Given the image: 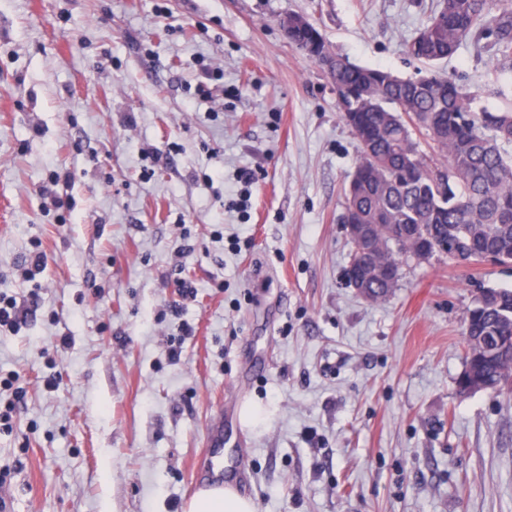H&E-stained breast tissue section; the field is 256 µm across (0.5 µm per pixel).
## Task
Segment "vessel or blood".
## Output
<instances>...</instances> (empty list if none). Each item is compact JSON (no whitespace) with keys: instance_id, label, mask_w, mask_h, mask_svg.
<instances>
[{"instance_id":"vessel-or-blood-1","label":"vessel or blood","mask_w":512,"mask_h":512,"mask_svg":"<svg viewBox=\"0 0 512 512\" xmlns=\"http://www.w3.org/2000/svg\"><path fill=\"white\" fill-rule=\"evenodd\" d=\"M239 442L233 435L230 412L220 413L207 429L206 459L194 477L203 485L223 484L227 471L233 470L240 455Z\"/></svg>"}]
</instances>
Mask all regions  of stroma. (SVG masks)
<instances>
[{"label":"stroma","mask_w":512,"mask_h":512,"mask_svg":"<svg viewBox=\"0 0 512 512\" xmlns=\"http://www.w3.org/2000/svg\"><path fill=\"white\" fill-rule=\"evenodd\" d=\"M438 6L0 0L11 512H183L237 399L260 416L238 461L256 512H512V391L456 392L462 317L512 268L410 258L385 301L349 286L358 142L281 27L302 14L351 62L419 78L407 45ZM439 69L512 103V68L471 43Z\"/></svg>","instance_id":"obj_1"}]
</instances>
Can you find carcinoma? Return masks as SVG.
I'll use <instances>...</instances> for the list:
<instances>
[{"mask_svg": "<svg viewBox=\"0 0 512 512\" xmlns=\"http://www.w3.org/2000/svg\"><path fill=\"white\" fill-rule=\"evenodd\" d=\"M288 41L317 62L339 95L342 120L360 149L357 177L345 189V212L371 225L373 264L401 268L422 245L459 265L492 253L512 264V109L476 107V98L439 71L404 79L361 67L333 52L308 21ZM465 41L512 65V0H441L409 53L434 68ZM425 136L434 156L420 150ZM393 291L377 276L372 301ZM461 396L512 379V290L489 288L464 318Z\"/></svg>", "mask_w": 512, "mask_h": 512, "instance_id": "cac0c4a2", "label": "carcinoma"}]
</instances>
